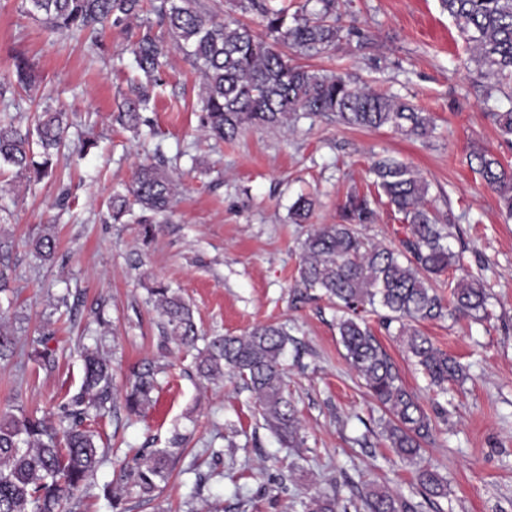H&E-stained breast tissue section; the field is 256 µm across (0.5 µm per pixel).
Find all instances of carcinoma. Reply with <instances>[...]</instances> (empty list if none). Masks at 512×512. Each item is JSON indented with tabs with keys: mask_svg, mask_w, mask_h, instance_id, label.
Listing matches in <instances>:
<instances>
[{
	"mask_svg": "<svg viewBox=\"0 0 512 512\" xmlns=\"http://www.w3.org/2000/svg\"><path fill=\"white\" fill-rule=\"evenodd\" d=\"M319 8L310 10L308 3ZM26 13L61 32L86 33L92 38L106 26H122L144 11V0H26ZM243 14L258 16L265 37L236 18L216 21L196 8L197 0H149V12L166 29L171 47L202 78L200 126L219 139L231 141L250 126L286 128L298 115L325 116L339 124L379 130L388 128L410 139L434 130L432 117L397 94L360 87L346 73L315 71L285 60L279 46L321 53L352 34L341 24L339 0H305L295 13L276 0H230ZM471 51L479 77L502 85L512 81V0H441ZM138 73L114 120L129 130L143 123L155 90L163 83L164 43L146 30L134 43ZM500 137L512 143V107L491 113ZM68 123L62 112L44 111L33 125L0 122V164L16 176L40 180L53 171V157L67 147ZM470 163L486 188L496 193L512 217V168L482 149ZM377 195L401 215L405 237L400 247L369 243L356 229L376 218L373 200L352 192L342 210V222L320 224L302 244L298 286L320 290L336 304V328L345 358L371 396L389 414L380 418L381 433L403 460L415 463L430 437L432 421L406 387L395 363L360 317L366 306L386 309L385 326L397 322L406 335L408 353L432 385L442 389L465 379L462 365L435 347L413 324L438 318L443 309L478 318L487 312L489 294L479 281L464 275L448 283L443 299L432 279L451 268H462L461 257L448 244L449 233L437 224L426 200L428 184L406 162L387 156L373 167ZM178 180L155 165H141L124 191L112 194V221L118 222L136 205L141 211L143 240L155 233V218L168 212ZM314 201L299 196L288 216L306 222ZM43 260L55 257L57 239L46 232L34 242ZM163 337L193 348L199 340L190 305L164 284L149 289ZM291 338L282 328L258 325L242 336H215L195 358L204 380L238 377L255 394L265 426L290 448L303 443L302 426L285 394L282 357ZM84 375L79 391L61 405L54 423L19 411H0V512H72L75 496H87L109 449L86 426L90 411L112 401V365L99 351L82 353ZM154 373L134 374L124 397L128 414L137 416L152 403ZM171 453L140 451L121 465L120 483L104 487V497L118 509L123 494L150 499L169 474ZM418 484L428 497L448 496V485L434 470L420 468ZM304 512H336V498L316 496ZM364 512H412L410 504L387 491H374Z\"/></svg>",
	"mask_w": 512,
	"mask_h": 512,
	"instance_id": "cac0c4a2",
	"label": "carcinoma"
}]
</instances>
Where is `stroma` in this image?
<instances>
[{"label": "stroma", "mask_w": 512, "mask_h": 512, "mask_svg": "<svg viewBox=\"0 0 512 512\" xmlns=\"http://www.w3.org/2000/svg\"><path fill=\"white\" fill-rule=\"evenodd\" d=\"M341 11L352 36L311 57L287 50L288 59L402 96L433 117L431 135L414 140L314 117L218 142L200 129V81L176 51L147 125L133 132L112 116L134 75L137 26L105 28L96 47L49 31L26 14L23 0H0V84L7 87L0 116L67 113L70 144L41 181L0 168V236L14 242L0 318L17 339L15 354L0 359V408L16 403L55 417L82 382L76 346H99L111 360L112 402L90 421L110 453L76 512H112L103 487L119 476L125 455L143 448L172 451L169 477L153 500L127 495L126 512H303V502L320 493L355 512L376 489L413 512H512V220L468 163L472 150L485 148L512 165V144L488 116L486 90L467 67L470 50L439 0H341ZM16 54L29 62L30 90L13 84ZM85 138L96 146L81 157L73 147ZM387 155L427 181L463 271L490 293L485 320L447 316L419 325L468 374L444 394L429 387L398 326L383 327V310L365 315L435 427L416 466L380 436L383 411L345 358L335 305L297 287L301 244L313 225L339 223L347 194L368 192L372 162ZM161 159L181 185L147 243L140 225L112 223L108 202L136 166ZM301 195L315 206L309 223L294 224L288 208ZM46 228L58 247L42 262L28 240ZM460 272L437 278L441 295ZM159 283L191 305L202 336L285 327L291 341L283 364L301 447H285L264 426L242 380H201L193 353L163 341L148 293ZM65 294L76 310L61 303ZM47 322L56 331L49 367L32 354ZM147 365L156 372L154 404L144 416H128L126 379ZM421 466L447 482V497L422 495Z\"/></svg>", "instance_id": "35a3bbf8"}]
</instances>
